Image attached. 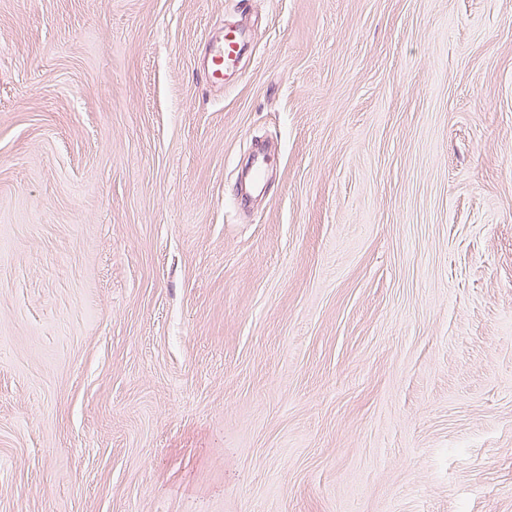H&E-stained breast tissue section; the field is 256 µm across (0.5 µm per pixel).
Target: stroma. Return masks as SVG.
<instances>
[{
  "label": "stroma",
  "mask_w": 512,
  "mask_h": 512,
  "mask_svg": "<svg viewBox=\"0 0 512 512\" xmlns=\"http://www.w3.org/2000/svg\"><path fill=\"white\" fill-rule=\"evenodd\" d=\"M0 512H512V0H0ZM242 42L239 33L235 29L224 31V37L220 43L209 52L206 66V77L213 86H224V83L238 66L242 53Z\"/></svg>",
  "instance_id": "1"
}]
</instances>
